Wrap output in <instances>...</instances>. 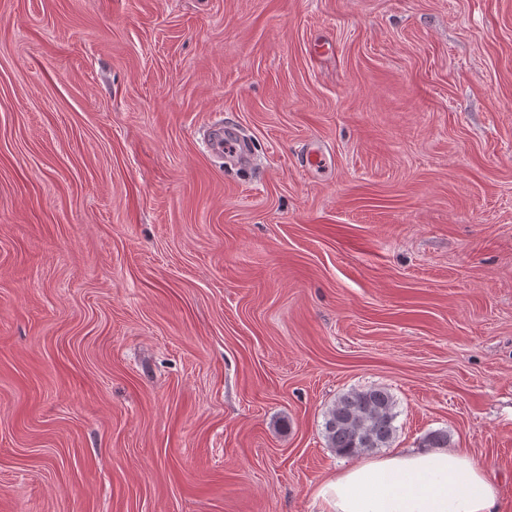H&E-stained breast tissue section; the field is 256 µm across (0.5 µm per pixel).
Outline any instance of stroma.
<instances>
[{
  "instance_id": "obj_1",
  "label": "stroma",
  "mask_w": 512,
  "mask_h": 512,
  "mask_svg": "<svg viewBox=\"0 0 512 512\" xmlns=\"http://www.w3.org/2000/svg\"><path fill=\"white\" fill-rule=\"evenodd\" d=\"M366 388L512 512V0H0V512H319ZM222 130L223 127L218 126V129L214 131L215 133L211 143L212 146H214L221 155L223 154L224 148V158L226 161L234 162L238 165H246L249 163L251 153L248 143L236 134L230 135L226 133L223 147Z\"/></svg>"
}]
</instances>
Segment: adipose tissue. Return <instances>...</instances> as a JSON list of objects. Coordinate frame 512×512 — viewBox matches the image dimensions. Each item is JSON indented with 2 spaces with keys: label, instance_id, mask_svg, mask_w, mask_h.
Masks as SVG:
<instances>
[{
  "label": "adipose tissue",
  "instance_id": "adipose-tissue-1",
  "mask_svg": "<svg viewBox=\"0 0 512 512\" xmlns=\"http://www.w3.org/2000/svg\"><path fill=\"white\" fill-rule=\"evenodd\" d=\"M320 512H498V491L464 453L406 448L337 470L317 487Z\"/></svg>",
  "mask_w": 512,
  "mask_h": 512
}]
</instances>
